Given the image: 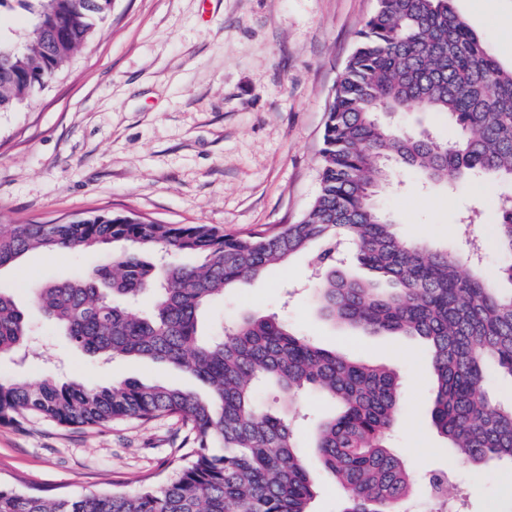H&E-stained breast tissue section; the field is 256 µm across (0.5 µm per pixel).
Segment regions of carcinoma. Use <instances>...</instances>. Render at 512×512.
I'll list each match as a JSON object with an SVG mask.
<instances>
[{
	"label": "carcinoma",
	"mask_w": 512,
	"mask_h": 512,
	"mask_svg": "<svg viewBox=\"0 0 512 512\" xmlns=\"http://www.w3.org/2000/svg\"><path fill=\"white\" fill-rule=\"evenodd\" d=\"M112 0H0L27 26L0 34V112L25 102L92 36ZM437 113L451 139L398 126L399 114ZM319 191L294 224L243 236L208 224H160L132 213L68 224L0 228V268L28 251L96 249L85 276L41 286L33 306L60 324L69 342L93 356L170 363L210 388V396L163 384L124 381L92 387L53 380L0 383V422L39 417L62 427L103 428L175 416L184 453L169 481L131 494L55 495L0 486V512H311L314 478L297 452L290 419L260 408L257 387L275 383L294 397L318 391L333 406L317 427L323 468L347 493L341 512H398L414 485L404 458L386 442L399 413L392 369L343 356L254 314L220 336L198 334L201 310L230 286H243L312 244L314 296L326 319L369 335L418 336L434 392L432 422L472 466H512V405L494 404L489 373L512 381V196L498 203L494 277L462 270L461 259L423 242L407 243L375 202L394 163L426 182L485 176L512 181V69H504L457 13L454 0H377L358 33L329 107ZM391 282L384 292L346 273L342 246ZM153 295L150 315L131 302ZM28 312L0 290V357L24 347ZM450 478L428 477L439 498Z\"/></svg>",
	"instance_id": "obj_1"
}]
</instances>
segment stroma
Returning a JSON list of instances; mask_svg holds the SVG:
<instances>
[{
  "instance_id": "stroma-1",
  "label": "stroma",
  "mask_w": 512,
  "mask_h": 512,
  "mask_svg": "<svg viewBox=\"0 0 512 512\" xmlns=\"http://www.w3.org/2000/svg\"><path fill=\"white\" fill-rule=\"evenodd\" d=\"M376 0H112L71 63L19 108L0 112V226L64 224L132 212L162 224H208L243 235L296 222L315 199L323 131L337 81ZM457 12L512 68V0H455ZM508 181L427 185L395 166L378 203L404 240L462 250L460 218L482 268L501 262L491 216ZM99 252H29L0 269V290L30 308L34 288L86 274ZM303 253L249 284L226 289L200 317L204 336L248 314L276 316L310 340L399 375L401 409L387 444L402 452L416 484L406 512L431 506L427 477L448 471L464 512H512V468L460 464L431 420L429 362L422 343L367 336L320 315ZM32 343L0 358V382L51 379L108 386L135 380L208 389L168 363L102 360L73 348L62 330L33 314ZM261 408L293 406L299 451L313 475L312 512H341L345 491L324 471L313 430L329 407L316 393L289 398L267 385ZM184 431L170 417L69 429L44 420L0 424V483L23 492H138L165 481Z\"/></svg>"
}]
</instances>
